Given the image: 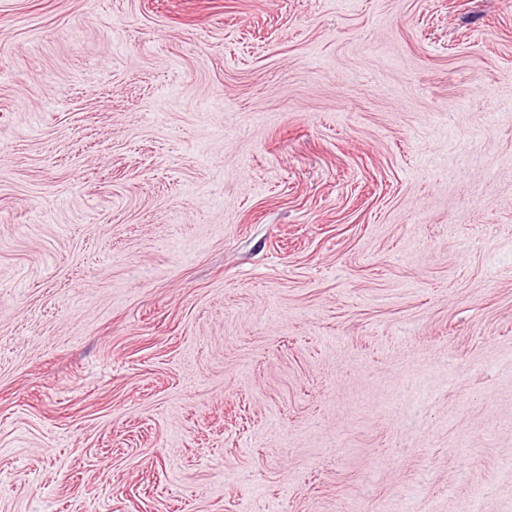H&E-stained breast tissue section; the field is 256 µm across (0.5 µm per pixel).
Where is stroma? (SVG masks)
<instances>
[{
    "instance_id": "1",
    "label": "stroma",
    "mask_w": 512,
    "mask_h": 512,
    "mask_svg": "<svg viewBox=\"0 0 512 512\" xmlns=\"http://www.w3.org/2000/svg\"><path fill=\"white\" fill-rule=\"evenodd\" d=\"M512 512V7L0 0V512Z\"/></svg>"
}]
</instances>
